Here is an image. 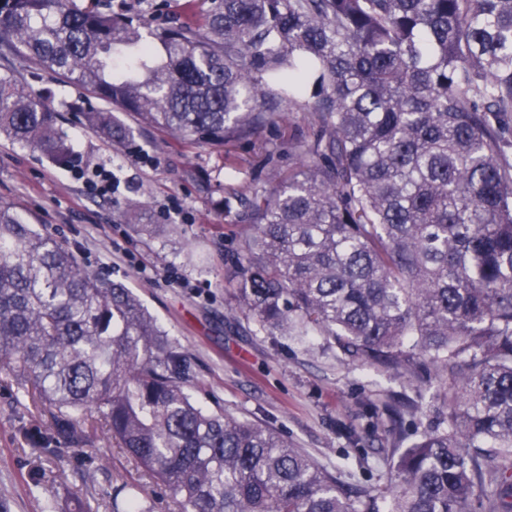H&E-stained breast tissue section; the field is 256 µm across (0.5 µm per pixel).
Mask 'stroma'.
<instances>
[{
	"instance_id": "35a3bbf8",
	"label": "stroma",
	"mask_w": 512,
	"mask_h": 512,
	"mask_svg": "<svg viewBox=\"0 0 512 512\" xmlns=\"http://www.w3.org/2000/svg\"><path fill=\"white\" fill-rule=\"evenodd\" d=\"M183 3L100 0V8L161 25L183 18ZM7 70L58 111L75 160L54 165L37 149L0 137V204L51 235L87 269L122 279L139 296L188 355L187 390L205 409L275 428L343 487L391 485L385 407L398 399L415 408L406 427L407 441H414L433 419L434 388L351 362L320 336L300 343L259 332L234 309L224 281V259L247 230L225 215L224 197L265 178L261 144L310 136L309 114L292 113L263 131L260 146L229 149L206 140L177 143L123 112L119 118L135 139L119 146L83 118L107 110L106 102L15 54L0 56V73ZM132 201L158 224L153 237L120 220ZM34 473L42 482L37 490ZM133 480L154 488L103 431L79 445L55 436L49 408L0 373V496L9 498L11 512H46L49 502L62 507L73 500L112 512L114 488Z\"/></svg>"
}]
</instances>
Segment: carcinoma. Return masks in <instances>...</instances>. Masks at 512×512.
Listing matches in <instances>:
<instances>
[{"label": "carcinoma", "mask_w": 512, "mask_h": 512, "mask_svg": "<svg viewBox=\"0 0 512 512\" xmlns=\"http://www.w3.org/2000/svg\"><path fill=\"white\" fill-rule=\"evenodd\" d=\"M211 2V7L202 5ZM153 27L74 0H0V46L182 142L253 140L290 112L298 164L224 197L228 267L270 336L435 370L440 420L395 486L346 496L276 430L198 407L187 356L121 282L0 204V372L71 443L100 425L181 512H512V0H186ZM87 123L116 144L110 112ZM58 112L0 75V136L58 163ZM114 512H152L138 483Z\"/></svg>", "instance_id": "carcinoma-1"}]
</instances>
